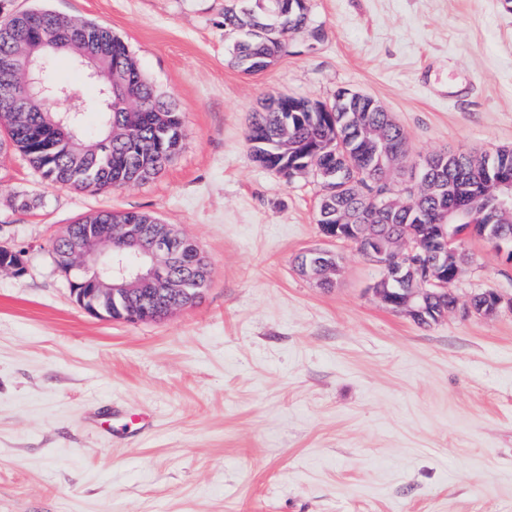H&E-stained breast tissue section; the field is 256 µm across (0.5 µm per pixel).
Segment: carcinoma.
<instances>
[{
  "instance_id": "carcinoma-1",
  "label": "carcinoma",
  "mask_w": 512,
  "mask_h": 512,
  "mask_svg": "<svg viewBox=\"0 0 512 512\" xmlns=\"http://www.w3.org/2000/svg\"><path fill=\"white\" fill-rule=\"evenodd\" d=\"M250 6L224 10V26L243 32L234 47L237 66L249 73L256 64H272L286 52L288 42L301 32L317 39L320 30L310 26L308 9L292 0L288 25L270 29L277 21L275 0H249ZM37 47L35 56L53 61L68 54L87 55L100 69L99 88L112 89V108L102 94L89 107L101 111V128L81 156H75L71 130L80 125L82 113H68L69 122L54 126L61 110L49 99L25 109L24 117L3 128L0 148L21 152L47 182L62 188L99 193L116 187L144 183L159 174L178 153L181 142L163 141L160 128L183 131L181 112L161 95L143 75L127 45L111 29L72 19L50 9H31L10 14L0 21V114L16 108L24 66V52ZM309 100L288 97V111L281 99L266 98L264 108L253 113L246 134L250 157L256 164L279 170L317 159L324 175L317 206L316 224L324 235H336L342 215L348 223L362 227L382 240L397 239L412 229L424 242L441 237L438 213L477 198L474 223L489 224L501 237H512V220L496 212L484 186L486 169L498 167L512 172V149L501 148L491 156L474 157L460 152L435 153L422 167L426 188L409 202L379 209L364 192V180L382 181L390 169L382 158L385 142L406 141L404 130L385 112L369 110V104L347 97L342 112H312ZM145 212L130 214L103 210L71 224L52 244L54 255L65 253L71 238L88 224H157ZM185 260L170 275L192 282L186 293L201 298L209 280L195 282L193 259L201 256L198 245L186 241L181 247Z\"/></svg>"
}]
</instances>
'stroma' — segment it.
Returning <instances> with one entry per match:
<instances>
[{"label":"stroma","instance_id":"35a3bbf8","mask_svg":"<svg viewBox=\"0 0 512 512\" xmlns=\"http://www.w3.org/2000/svg\"><path fill=\"white\" fill-rule=\"evenodd\" d=\"M233 0H6L110 28L177 104L186 137L148 182L91 194L0 159V512H512V265L479 241L451 289L496 314L421 324L373 296L380 270L315 222L321 186L251 162L258 101L377 100L411 156L512 147V10L502 0H308L257 75L233 63ZM82 131L99 87L73 58ZM28 208H21V200ZM143 211L176 225L211 284L159 322L92 316L51 254L77 219ZM325 247L334 287L297 256Z\"/></svg>","mask_w":512,"mask_h":512}]
</instances>
